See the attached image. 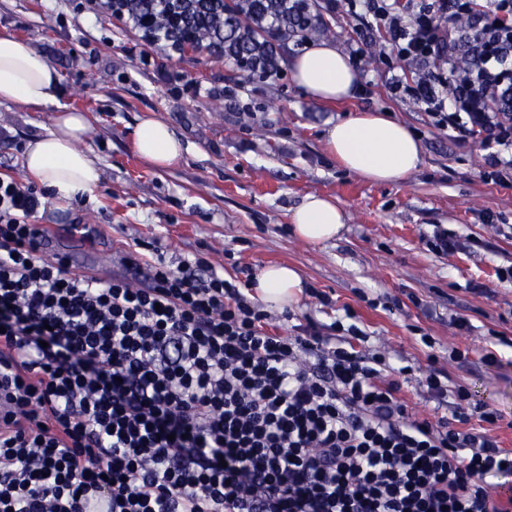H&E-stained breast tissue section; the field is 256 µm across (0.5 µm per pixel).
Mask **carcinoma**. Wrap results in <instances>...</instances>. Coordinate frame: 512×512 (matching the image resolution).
Listing matches in <instances>:
<instances>
[{"instance_id": "cac0c4a2", "label": "carcinoma", "mask_w": 512, "mask_h": 512, "mask_svg": "<svg viewBox=\"0 0 512 512\" xmlns=\"http://www.w3.org/2000/svg\"><path fill=\"white\" fill-rule=\"evenodd\" d=\"M105 9L146 45L222 58L243 83L276 76L289 42L333 35L319 0H106Z\"/></svg>"}]
</instances>
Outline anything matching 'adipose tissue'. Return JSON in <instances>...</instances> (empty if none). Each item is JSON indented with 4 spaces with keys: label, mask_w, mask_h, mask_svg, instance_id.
<instances>
[{
    "label": "adipose tissue",
    "mask_w": 512,
    "mask_h": 512,
    "mask_svg": "<svg viewBox=\"0 0 512 512\" xmlns=\"http://www.w3.org/2000/svg\"><path fill=\"white\" fill-rule=\"evenodd\" d=\"M296 83L318 100L353 95L357 76L347 56L334 43L319 42L292 62ZM59 81L56 69L28 43L0 34V102L42 106L52 99ZM88 130L83 113L63 111L46 136L28 142L23 163L45 186L58 211H66L78 195L92 194L102 172L81 147ZM328 150L344 168L378 182L407 180L423 164L422 147L402 123L381 112H359L329 125L324 133ZM136 152L160 166L177 160L182 145L171 127L156 118L141 120L134 130ZM347 214L332 199L310 194L290 214L295 234L308 242L327 241L344 227ZM259 297L275 308L296 302L303 284L284 265L263 268L256 276Z\"/></svg>",
    "instance_id": "adipose-tissue-1"
}]
</instances>
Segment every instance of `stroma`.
I'll return each instance as SVG.
<instances>
[{
    "label": "stroma",
    "mask_w": 512,
    "mask_h": 512,
    "mask_svg": "<svg viewBox=\"0 0 512 512\" xmlns=\"http://www.w3.org/2000/svg\"><path fill=\"white\" fill-rule=\"evenodd\" d=\"M79 2L0 0V33L28 42L60 75L51 104H0V178L30 182L24 149L49 132L63 108L87 115L82 147L103 174L98 189L72 201L65 217L42 197L35 223L62 231L50 255L106 277L120 252L143 241L155 243L172 267L196 254L228 276L239 264L294 267L305 287L328 294L332 304L305 294L291 305V319L273 311L281 333L307 317L328 324L352 310L369 335V352L387 353L393 365L419 375L437 356L449 386H465L473 401L501 410L497 434L512 449V349L498 346L496 367L480 359L498 337L512 338V284L496 276L512 264V239L478 219L487 209L512 225V185L481 180L480 144L448 138L415 106L390 97L374 48L348 99L322 102L299 87L292 61L301 50L292 45L281 55L278 78L248 85L238 101L211 111L228 83L223 61L183 60L142 45L111 13L79 10ZM361 111L386 113L419 139L424 162L407 181H369L328 151L326 127ZM147 117L167 122L183 145L169 166L134 149V128ZM311 193L345 209L338 238L311 244L293 234L289 214ZM437 224L473 238L474 246L446 256L429 251L423 238ZM475 283L487 293H473ZM457 314L468 329L451 325ZM426 336L433 347L423 344ZM454 348L468 351L466 363L449 361Z\"/></svg>",
    "instance_id": "35a3bbf8"
}]
</instances>
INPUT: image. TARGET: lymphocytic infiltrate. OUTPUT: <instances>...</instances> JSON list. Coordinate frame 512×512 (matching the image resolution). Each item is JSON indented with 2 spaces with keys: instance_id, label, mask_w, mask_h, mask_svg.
<instances>
[{
  "instance_id": "f902f5d3",
  "label": "lymphocytic infiltrate",
  "mask_w": 512,
  "mask_h": 512,
  "mask_svg": "<svg viewBox=\"0 0 512 512\" xmlns=\"http://www.w3.org/2000/svg\"><path fill=\"white\" fill-rule=\"evenodd\" d=\"M387 88L512 181V0H328ZM35 186L0 179V512H512L499 411L443 370L452 418L409 416L411 367L356 323L282 335L254 277L139 251L106 279L48 256ZM484 427L466 431L471 418Z\"/></svg>"
}]
</instances>
